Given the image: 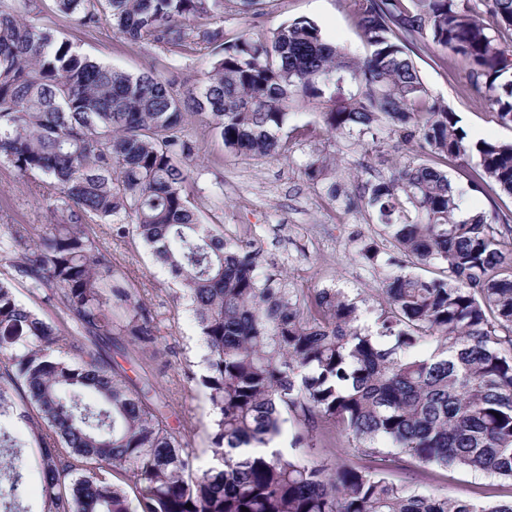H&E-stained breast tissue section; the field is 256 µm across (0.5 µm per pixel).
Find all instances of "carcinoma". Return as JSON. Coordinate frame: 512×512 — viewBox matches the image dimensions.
<instances>
[{
  "label": "carcinoma",
  "mask_w": 512,
  "mask_h": 512,
  "mask_svg": "<svg viewBox=\"0 0 512 512\" xmlns=\"http://www.w3.org/2000/svg\"><path fill=\"white\" fill-rule=\"evenodd\" d=\"M350 2L369 47L362 60L307 18L267 39H227L213 22L224 0H55L81 28L106 17L134 44L212 49L205 81L185 95L170 78L83 56L0 5V162L59 190L45 198L56 223L0 229L14 271L0 278V512H25L14 422L39 448L44 512H512V501L419 493L392 479L435 466L512 481V225L460 219L447 170L475 155L472 182L512 195V143L466 141L412 59L420 45L460 58L487 108L512 126V0ZM296 96L322 109L334 139L378 152L397 135L421 149L388 176L328 186L333 199H360L403 257L382 281L373 331L342 291L260 274L259 251L203 223L189 199L197 148L187 111L230 154L286 160ZM330 165L313 158L305 176L317 183ZM103 224L135 235L189 302L211 411L207 466L163 389L135 384L96 342L116 331L145 356L159 352L160 324L140 288L96 246ZM426 266L437 273H418ZM18 282L47 294L71 327L22 304ZM421 343L430 351L411 355ZM289 418L300 454L268 451ZM330 431L356 461L315 458Z\"/></svg>",
  "instance_id": "1"
}]
</instances>
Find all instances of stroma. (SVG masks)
I'll return each instance as SVG.
<instances>
[{
  "label": "stroma",
  "instance_id": "35a3bbf8",
  "mask_svg": "<svg viewBox=\"0 0 512 512\" xmlns=\"http://www.w3.org/2000/svg\"><path fill=\"white\" fill-rule=\"evenodd\" d=\"M27 20L49 24L70 40L83 55L132 74L151 71L178 77L179 90L200 86L213 57L208 49L188 45L179 49L133 44L115 34L109 23L95 29L76 27L59 13L54 0H24ZM307 18L318 24L325 40L351 56L365 57L368 48L356 33L349 0H267L260 15H242L234 0H224L222 26L226 38L242 33L269 36L284 22ZM430 94L455 112L466 134H479L492 142H512V127L500 124L469 84L465 69L452 53L420 49L414 57ZM287 128L299 135L288 159H244L230 155L210 127L190 119L188 135L200 161L191 183L193 203L205 223L220 224L225 235L256 240L262 271L285 273L291 287L342 290L368 312L383 302L378 288L394 252L379 234L361 202L332 200L326 184L308 181L304 169L319 152L335 153L339 174L364 165L381 173L415 157L409 145L386 146L383 153L352 149L328 140L318 110L313 105H293ZM448 175L463 193L466 215L499 211L512 217V196L500 191H473L464 169L449 167ZM42 175L20 178L13 167L0 162V225L49 224L51 213L43 197L54 194ZM99 249L138 282L148 308L164 325V339L156 359L137 360V375L157 379L190 431V444L201 458H209L210 410L203 389L191 376L202 373L197 330L187 303L167 273L154 265L138 241L120 237L111 225H102ZM397 481L422 493H444L467 500H484L488 490L498 499H512V483L481 472L439 471L426 477L412 470L395 475Z\"/></svg>",
  "mask_w": 512,
  "mask_h": 512
}]
</instances>
